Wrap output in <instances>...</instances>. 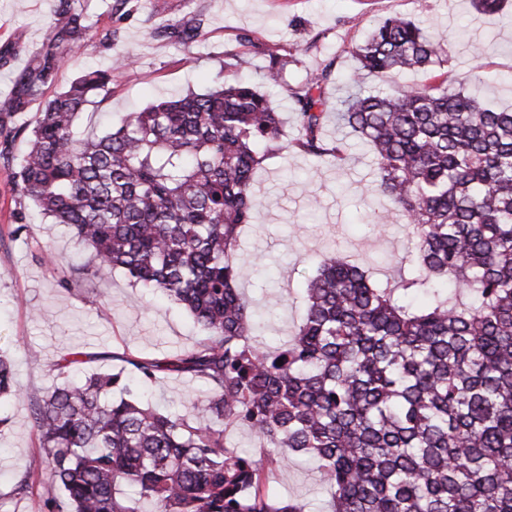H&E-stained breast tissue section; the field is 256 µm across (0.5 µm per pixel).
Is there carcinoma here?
<instances>
[{
  "label": "carcinoma",
  "mask_w": 512,
  "mask_h": 512,
  "mask_svg": "<svg viewBox=\"0 0 512 512\" xmlns=\"http://www.w3.org/2000/svg\"><path fill=\"white\" fill-rule=\"evenodd\" d=\"M91 28L73 0H57L46 41L0 104V157L14 162L16 194L86 251L62 289L89 270L123 269L183 306L203 336L163 359L125 357L131 376L72 382L92 359L81 351L54 364L64 382L30 397L45 512H310L266 486V471L291 458L318 463L324 512H512V111L443 81L352 94L337 120L369 148L383 219L411 228L413 250L391 283L326 259L298 329L269 350L239 288L251 266L236 252L265 159L290 146L342 160L344 143L322 136L330 71L292 93L301 133L289 146L282 113L228 62L213 90L78 138L76 117L127 66L118 58L47 95ZM199 28L191 18L174 34L187 45ZM353 55L391 79L448 62L439 39L397 16ZM289 63L270 57L264 80L284 82ZM37 99L33 126L15 125ZM162 374L202 384L193 410L144 401ZM20 391L0 355V399ZM233 427L257 449L231 447Z\"/></svg>",
  "instance_id": "carcinoma-1"
}]
</instances>
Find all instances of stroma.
Segmentation results:
<instances>
[{
  "label": "stroma",
  "instance_id": "1",
  "mask_svg": "<svg viewBox=\"0 0 512 512\" xmlns=\"http://www.w3.org/2000/svg\"><path fill=\"white\" fill-rule=\"evenodd\" d=\"M56 0H0V46L14 45L0 62V102L14 73L24 68L49 34ZM92 25V45L58 72L54 90L82 70L109 67L119 56L131 66L114 82L111 96L95 99L78 116L80 135L102 133L155 98L175 92L213 88L226 61L241 75L259 82L270 54L290 52L286 82L264 86L278 103L288 139L300 132L290 108L291 94L306 78L330 69L328 93L339 102L359 92L376 95L388 88L386 77L366 73L352 81L353 49L385 19L400 15L446 36L448 62L443 70L451 87L478 91L481 101L512 110V11L476 12L469 0H76ZM195 17L201 29L181 45L163 37L165 29ZM349 131L328 118L326 141L346 139L345 158L334 162L288 148L267 159L255 180L259 202L253 224L242 236L241 261L259 266L242 291L266 323L270 346L286 344L304 312L306 280L330 254L358 260L374 277L390 281L409 246L404 224L378 225L385 200L374 186L367 153L348 142ZM12 166L0 159V354L13 364L26 395L0 401V512H41L44 476L31 494L14 498L13 485L37 467L38 447L28 396L53 385L52 364L72 350L93 354L86 371L118 368V354L162 358L192 346L201 328L181 306L153 289L130 282L123 271L105 278L85 276L65 291L58 280L69 271L80 248L68 228L48 223L33 203H20ZM24 210L26 231L16 232V212ZM199 383L163 376L153 402L182 412L199 395ZM268 486L281 499L296 498L319 512L327 498L319 475L303 459L273 470Z\"/></svg>",
  "mask_w": 512,
  "mask_h": 512
}]
</instances>
